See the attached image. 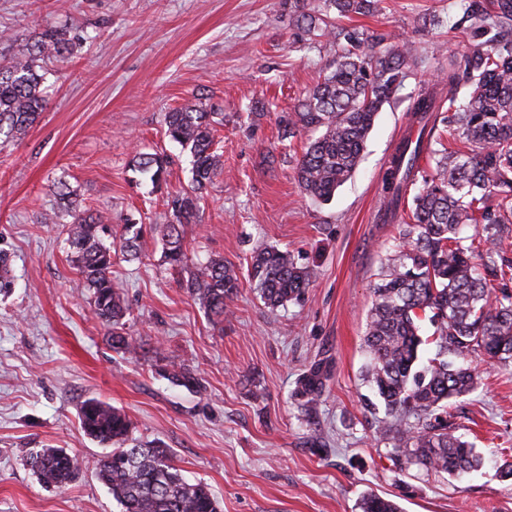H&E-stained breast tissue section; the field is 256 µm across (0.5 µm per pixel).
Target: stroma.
<instances>
[{
  "mask_svg": "<svg viewBox=\"0 0 512 512\" xmlns=\"http://www.w3.org/2000/svg\"><path fill=\"white\" fill-rule=\"evenodd\" d=\"M460 0H380L354 26L399 36L419 65L380 112L353 176L318 202L295 178L303 137L287 138L291 111L333 61L328 37L298 32L288 0H0V56L25 51L39 32L78 36L67 62L45 63L47 107L38 124L0 147V250L14 287L0 295V512H120L94 469L47 489L24 464L31 448H64L96 461L103 449L80 428L82 403L122 409L143 442L170 448L189 482L206 484L220 512H361L375 493L400 512H512V479L495 454L512 447V367L474 357L479 389L451 402L461 434L485 457L459 477L398 470L380 441L388 415L363 380L373 288L399 245L398 217L383 210L382 176L408 128L407 109L434 84L446 56L470 38ZM203 103L224 115L216 133L223 169L187 229L193 262L223 259L239 291L213 325L164 264L160 234L115 268L130 307L129 334L144 348L113 349L70 261L67 235L44 223L48 187L65 181L88 207L167 223L162 194L129 167L134 150L173 155L169 189H190V164L164 136L173 108ZM274 155V166L265 158ZM294 253L312 273L304 299L269 311L248 279L253 249ZM192 369L201 391L164 378L169 362ZM325 366L314 409L296 394L301 374Z\"/></svg>",
  "mask_w": 512,
  "mask_h": 512,
  "instance_id": "1",
  "label": "stroma"
}]
</instances>
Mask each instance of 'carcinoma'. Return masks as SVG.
<instances>
[{
  "instance_id": "1",
  "label": "carcinoma",
  "mask_w": 512,
  "mask_h": 512,
  "mask_svg": "<svg viewBox=\"0 0 512 512\" xmlns=\"http://www.w3.org/2000/svg\"><path fill=\"white\" fill-rule=\"evenodd\" d=\"M296 27L304 31L324 24L322 35L340 46L331 71L282 117L290 137L314 132L295 167L298 183L311 197L328 201L355 171L375 120L417 65L413 50L388 35L357 27H335L324 17L373 12L376 0H291ZM462 16L473 46L448 55V126L453 143L429 149L431 174L418 164L424 136L431 135L433 113L439 111L437 92L422 88L409 111L419 127L416 142L406 138L384 171L386 212L394 215L409 187H416L412 222L401 225L403 246L390 255L374 288L364 343L369 363L365 378L383 400L392 421L381 439L392 443L390 460L401 470L415 466L434 474L477 471L483 457L456 434L448 421V403L475 392L480 379L469 356L483 354L512 365V261L504 257L512 232V0H497L490 11L483 0H461ZM73 38L63 27L44 30L26 52L0 66V142L27 132L46 106L39 61L66 58ZM467 88L464 102L456 90ZM220 112L200 104L167 113L165 136L191 157L192 192L169 191L165 205L171 220L158 231L165 263L187 271L185 288L208 318L223 321L227 303L237 295L239 278L224 260L211 258L188 268L186 227L197 222L198 195L222 166L213 150L214 127ZM168 157L137 152L135 171L149 176L153 187L166 181ZM54 208L48 219L69 217L64 224L71 262L90 291L95 317L108 327L112 347L137 357L141 345L125 332L128 308L112 271L113 239L130 261L140 259L141 224L121 225L112 235V218L81 205L77 193L58 181L49 188ZM474 228L478 244L461 236ZM311 273L288 250L258 246L250 280L271 311L301 300ZM499 282L497 288L494 282ZM429 320L433 332L420 335ZM433 356L420 362L421 346ZM171 383L189 390L202 387L183 364L162 368ZM322 366H310L299 378L297 395L315 406L323 396ZM81 428L108 449L95 463L98 478L108 487L120 512H219L217 501L203 483L188 482L161 445L132 437L133 426L121 409L89 399L80 408ZM84 459L60 455L58 448H31L25 465L46 487L71 482ZM362 512H400L398 505L376 495L361 503Z\"/></svg>"
}]
</instances>
